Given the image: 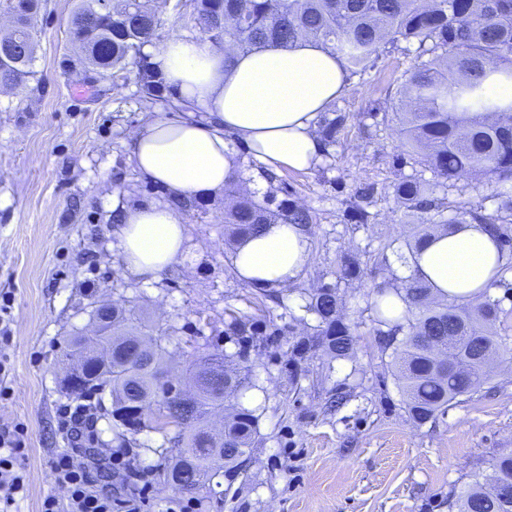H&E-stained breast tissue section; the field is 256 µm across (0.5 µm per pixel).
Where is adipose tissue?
Instances as JSON below:
<instances>
[{"mask_svg": "<svg viewBox=\"0 0 512 512\" xmlns=\"http://www.w3.org/2000/svg\"><path fill=\"white\" fill-rule=\"evenodd\" d=\"M152 61L190 111L175 119L156 113L133 134L131 158L149 181L179 196L206 198L223 191L236 169L234 138L274 169L303 170L320 162L324 146L314 122L342 94L347 71L319 42L229 51L173 36L154 51ZM198 109L204 118L195 117ZM121 218L119 249L134 273L156 275L181 255L184 224L167 206L127 210ZM309 258V238L301 227L268 224L236 247L233 264L241 279L265 288L298 280ZM508 258L482 225L461 224L431 238L412 267L435 294L465 303L489 287Z\"/></svg>", "mask_w": 512, "mask_h": 512, "instance_id": "obj_1", "label": "adipose tissue"}]
</instances>
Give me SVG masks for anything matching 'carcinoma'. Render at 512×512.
I'll list each match as a JSON object with an SVG mask.
<instances>
[{
  "mask_svg": "<svg viewBox=\"0 0 512 512\" xmlns=\"http://www.w3.org/2000/svg\"><path fill=\"white\" fill-rule=\"evenodd\" d=\"M98 0H80L71 18L73 37L81 44L80 63L104 76L137 67L143 97L153 99L164 88L163 79L144 48L160 38L161 19L150 0H117L110 9L89 21ZM40 0H9L16 14L13 38L25 42L28 53L0 63V75L11 85L35 75L34 19ZM192 17L207 39L251 51L287 47L299 39H313L340 54L352 70H364L380 48L403 40L417 45L416 60L394 103L406 152L421 156L437 184L462 177L487 178L497 184L500 205L494 214L474 211L462 202L456 216L435 220L443 203L434 190L418 179H404L394 187L403 208L417 216L405 246L409 256L422 249L437 232L458 224H483L487 230L512 241V99L490 91L494 83H512V0H190ZM345 116L321 122L318 137L324 145L336 142ZM271 192L261 201L238 194L236 179L224 185V241L239 244L266 224L312 223L308 209L284 198L276 200L277 176L265 175ZM194 197L169 196L176 212L197 207ZM369 194L361 193L350 205L351 219L366 224ZM406 305L402 320L387 319L376 308L377 333L394 346L397 377L407 397L409 413L426 422L445 411L460 396L473 397L487 383L488 369L480 357L499 349L492 326L500 321V301L483 294L469 303L438 298L429 285L411 274L393 289ZM305 310L317 320L314 335L297 341L292 357L321 348L336 359L355 351L353 331L340 316L342 299L336 284L323 283L304 294ZM252 323L245 316L228 324L230 336H246ZM101 339L112 344V357L85 359L78 386L68 392L75 399H90L108 392L115 439L144 431L163 434L153 449L164 459L153 469L164 484L185 481L193 489L210 482L218 472L235 471L246 461L247 449L257 434L254 411L234 404L224 420V438L217 443L205 425L207 416L224 408L246 381L240 352L203 349L186 369L191 383V404L167 397L171 380L164 377L167 343L171 336L141 321L132 307L112 304L101 323ZM92 336H73L61 351L67 359L93 350ZM174 433H169V429ZM498 481L512 487V454L491 465ZM488 475L478 474L463 493L448 500L450 512H512L488 490Z\"/></svg>",
  "mask_w": 512,
  "mask_h": 512,
  "instance_id": "cac0c4a2",
  "label": "carcinoma"
}]
</instances>
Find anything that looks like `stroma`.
<instances>
[{
  "mask_svg": "<svg viewBox=\"0 0 512 512\" xmlns=\"http://www.w3.org/2000/svg\"><path fill=\"white\" fill-rule=\"evenodd\" d=\"M162 38H198L202 32L179 0H154ZM76 0H41L37 15L35 75L26 86L0 90V300H9L10 342L0 425L22 424L27 476L17 512H39L47 493L64 496L51 469L71 450L60 410L72 402L61 390L60 353L70 337L91 335L101 302L133 301L144 318L174 338L166 366L185 369L200 346L233 352L226 335L231 315L247 316L256 335L244 362L247 385L235 401L254 410L258 433L239 470L217 475L192 493L139 480V492L113 494L115 512L133 499L138 512H448V498L488 472L493 459L512 452V296L491 287L505 311L497 325L500 357L476 397H461L427 422L414 420L393 366L394 354L376 334L374 305L380 285L410 270L397 252L414 218L393 188L405 178L432 180L415 157L403 156L393 104L415 61L413 45L381 51L373 68L347 76L331 104L345 121L321 161L307 170L277 174L290 199L308 208L311 258L302 277L271 301L241 280L224 248V196L183 213V252L151 278L134 275L119 258L112 216L163 202L165 189L135 168L130 137L155 112H170L166 98L145 101L136 68L85 82L82 67H67L78 47L69 29ZM374 189L370 221L348 216L356 192ZM443 218L459 201L494 213L496 187L473 178L439 186ZM354 258L356 279L339 277ZM338 285L342 310L355 333L347 359L323 350L291 359L293 344L312 334L301 290ZM101 457L126 468H150L162 434L137 435L120 446L109 419L94 421Z\"/></svg>",
  "mask_w": 512,
  "mask_h": 512,
  "instance_id": "obj_1",
  "label": "stroma"
}]
</instances>
